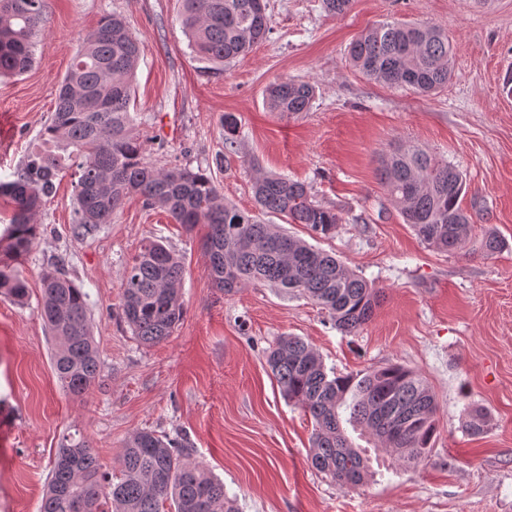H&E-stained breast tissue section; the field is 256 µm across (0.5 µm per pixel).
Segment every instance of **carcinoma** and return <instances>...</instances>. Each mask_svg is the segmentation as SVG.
Returning <instances> with one entry per match:
<instances>
[{
  "label": "carcinoma",
  "mask_w": 512,
  "mask_h": 512,
  "mask_svg": "<svg viewBox=\"0 0 512 512\" xmlns=\"http://www.w3.org/2000/svg\"><path fill=\"white\" fill-rule=\"evenodd\" d=\"M44 0H0V75H21L34 62L35 39L44 23ZM180 20L195 57L207 69L242 59L266 39L270 18L263 0H180ZM141 43L118 14L103 17L81 38L80 48L61 81L55 111L14 179L0 182V199L12 206L0 234V296L23 305L29 290L16 268L30 252L40 225L35 218L55 181L73 171L78 224L84 237L112 216L124 200L138 196L167 212L189 231L202 224L210 275L230 295L255 283L295 292L327 313L338 330L354 334L380 304L382 289L356 275L342 261L224 199L212 177L201 170L156 168L135 132L133 77ZM349 60L368 78L429 94L448 84L453 48L438 25L379 22L351 43ZM315 95L309 82L282 78L268 86L266 105L281 118L307 112ZM240 118L224 113V145L235 147ZM378 175L400 205L404 223L428 247L462 252L471 236L461 205L464 182L447 161L416 148L381 154ZM253 197L262 213L304 224L320 238L341 223L334 209L316 204L307 185L258 172ZM42 277L40 316L60 338L51 355L54 372L74 397L84 396L100 379L88 294L66 274L64 262ZM181 260L157 239H148L124 271L121 315L144 345L161 342L183 319ZM266 363L288 402L309 412L312 464L347 488L371 475L369 458L355 447L342 423L372 435L397 460L417 465L431 456L438 402L421 374L390 365L363 374H328L320 354L296 336L282 337ZM348 414L342 418V414ZM481 408L467 412L466 430L486 427ZM180 442L153 430L130 436L109 474L79 430L62 435L39 512H72L81 500L85 512H238L224 493V482Z\"/></svg>",
  "instance_id": "carcinoma-1"
}]
</instances>
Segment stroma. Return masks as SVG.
Segmentation results:
<instances>
[{
  "label": "stroma",
  "instance_id": "35a3bbf8",
  "mask_svg": "<svg viewBox=\"0 0 512 512\" xmlns=\"http://www.w3.org/2000/svg\"><path fill=\"white\" fill-rule=\"evenodd\" d=\"M270 32L246 58L205 72L178 20V0H44L36 62L0 77V181L11 180L55 110L80 36L123 15L142 44L134 112L156 167L210 174L225 198L254 210L255 169L308 185L342 217L318 247L384 291L372 320L342 334L308 299L270 285L227 295L212 283L201 239L134 198L95 233L75 238L76 202L63 177L36 221L40 236L20 270L29 299L0 297V512H38L58 441L80 429L104 469L148 429L183 438L223 481L239 512H512V0H352L341 15L323 0H267ZM381 21L431 22L453 46L454 77L433 94L370 80L349 62L350 43ZM312 83L310 111L283 119L265 104L281 78ZM241 129L224 147V113ZM417 146L466 179L471 249L427 247L404 224L377 176L381 153ZM504 246L484 253L485 233ZM184 263L185 313L173 334L141 345L120 322L123 272L148 238ZM89 295L101 378L82 398L61 387L55 339L39 314L52 258ZM313 345L327 370L364 373L399 364L418 371L439 411L433 451L404 466L355 438L376 477L356 490L311 464L313 420L286 400L266 364L280 337ZM488 414L478 436L466 408Z\"/></svg>",
  "mask_w": 512,
  "mask_h": 512
}]
</instances>
